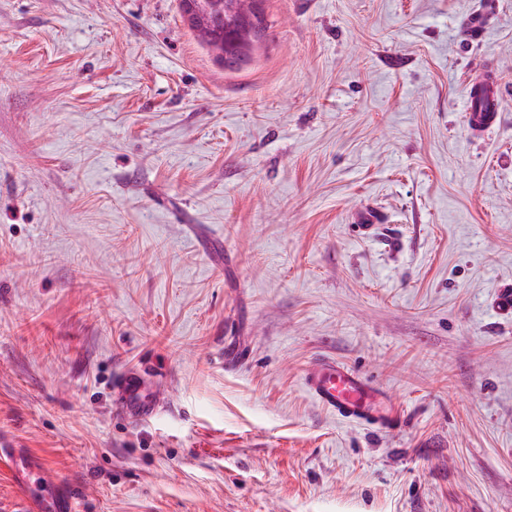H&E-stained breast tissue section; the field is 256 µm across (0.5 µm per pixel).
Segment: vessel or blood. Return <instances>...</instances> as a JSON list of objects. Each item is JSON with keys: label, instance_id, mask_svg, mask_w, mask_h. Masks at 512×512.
Wrapping results in <instances>:
<instances>
[{"label": "vessel or blood", "instance_id": "b4317fda", "mask_svg": "<svg viewBox=\"0 0 512 512\" xmlns=\"http://www.w3.org/2000/svg\"><path fill=\"white\" fill-rule=\"evenodd\" d=\"M466 95L470 104L466 114L469 131L477 137L487 134L498 125L505 102L497 72L485 71L480 81L467 86ZM304 384L326 410L343 419L386 427L398 418L385 391L349 365L316 360L307 370ZM113 393L116 412L128 425L152 420L159 413L156 391L138 370L119 372L113 382ZM22 490L26 501L38 505L39 512H77L79 508L76 495L61 493L38 467H26Z\"/></svg>", "mask_w": 512, "mask_h": 512}]
</instances>
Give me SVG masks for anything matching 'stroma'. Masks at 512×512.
Wrapping results in <instances>:
<instances>
[{
  "label": "stroma",
  "mask_w": 512,
  "mask_h": 512,
  "mask_svg": "<svg viewBox=\"0 0 512 512\" xmlns=\"http://www.w3.org/2000/svg\"><path fill=\"white\" fill-rule=\"evenodd\" d=\"M0 0V435L80 512H512V0ZM493 67L501 124L470 135ZM368 210L375 229L358 232ZM319 357L389 428L306 390ZM147 372L127 426L113 376ZM192 2L191 29L200 41L211 51L216 52V60L224 67L232 68L239 62L245 63L265 31L264 24L259 27H247L242 15L250 0H188ZM224 1H230L224 3ZM233 1H241L234 3ZM230 37L225 41L224 30ZM304 384L326 410L348 421L387 427L398 418L385 391L349 365L318 359L307 370ZM114 405L119 417L134 426L159 414V400L151 382L138 370L119 372L113 382Z\"/></svg>",
  "instance_id": "stroma-1"
}]
</instances>
